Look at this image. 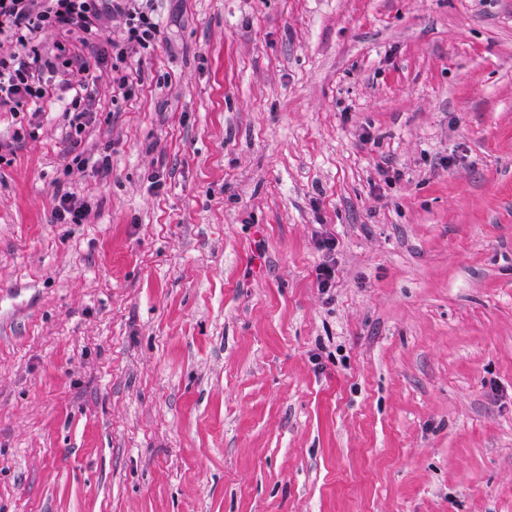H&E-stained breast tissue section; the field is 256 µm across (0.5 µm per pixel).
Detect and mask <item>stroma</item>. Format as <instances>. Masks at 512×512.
Masks as SVG:
<instances>
[{
	"label": "stroma",
	"instance_id": "1",
	"mask_svg": "<svg viewBox=\"0 0 512 512\" xmlns=\"http://www.w3.org/2000/svg\"><path fill=\"white\" fill-rule=\"evenodd\" d=\"M153 6L0 112V512H512V0ZM57 191V216L63 224H80L86 216L85 208L75 203L72 195L67 191ZM336 244L332 238L326 237L321 240V248L326 251L327 259L323 261L316 269V278L318 287L327 292L332 288L336 275V262L331 254L335 250Z\"/></svg>",
	"mask_w": 512,
	"mask_h": 512
}]
</instances>
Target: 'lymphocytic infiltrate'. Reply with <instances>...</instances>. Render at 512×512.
Segmentation results:
<instances>
[{
  "instance_id": "obj_1",
  "label": "lymphocytic infiltrate",
  "mask_w": 512,
  "mask_h": 512,
  "mask_svg": "<svg viewBox=\"0 0 512 512\" xmlns=\"http://www.w3.org/2000/svg\"><path fill=\"white\" fill-rule=\"evenodd\" d=\"M108 21L122 29L111 43L110 69L128 98L135 93L127 76L135 54L159 42L152 0H0V111L17 115L52 99L72 66L90 73L85 52ZM48 31L60 36L50 46L41 40Z\"/></svg>"
}]
</instances>
